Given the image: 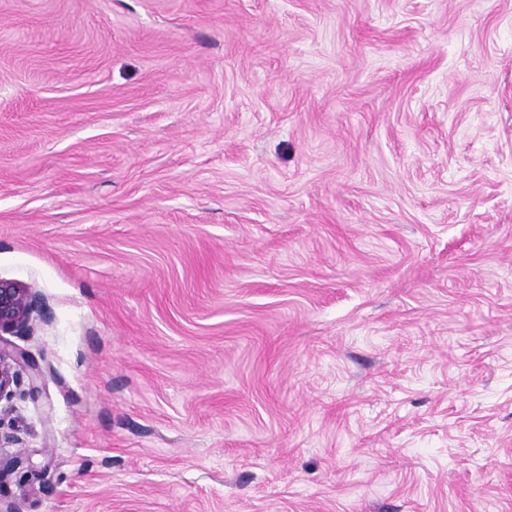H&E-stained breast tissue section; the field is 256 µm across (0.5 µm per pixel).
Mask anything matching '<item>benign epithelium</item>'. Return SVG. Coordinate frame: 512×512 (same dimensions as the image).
<instances>
[{
	"label": "benign epithelium",
	"mask_w": 512,
	"mask_h": 512,
	"mask_svg": "<svg viewBox=\"0 0 512 512\" xmlns=\"http://www.w3.org/2000/svg\"><path fill=\"white\" fill-rule=\"evenodd\" d=\"M38 319L43 322L47 319L41 295L27 285L0 279V401L13 397L23 371L28 376V395L33 397L39 393L41 368L23 349L2 339L5 334L32 331L33 322ZM27 461L29 458L20 451L0 456V480Z\"/></svg>",
	"instance_id": "1"
}]
</instances>
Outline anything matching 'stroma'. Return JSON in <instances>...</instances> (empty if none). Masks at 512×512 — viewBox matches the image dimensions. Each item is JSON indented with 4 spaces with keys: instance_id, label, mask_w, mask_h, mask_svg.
Listing matches in <instances>:
<instances>
[{
    "instance_id": "stroma-1",
    "label": "stroma",
    "mask_w": 512,
    "mask_h": 512,
    "mask_svg": "<svg viewBox=\"0 0 512 512\" xmlns=\"http://www.w3.org/2000/svg\"><path fill=\"white\" fill-rule=\"evenodd\" d=\"M0 278L19 512H512V0H0ZM37 319H47L41 295L28 285L0 279V402L13 397L22 371L28 376V395L34 398L39 393L41 368L23 349L1 338L33 331Z\"/></svg>"
}]
</instances>
